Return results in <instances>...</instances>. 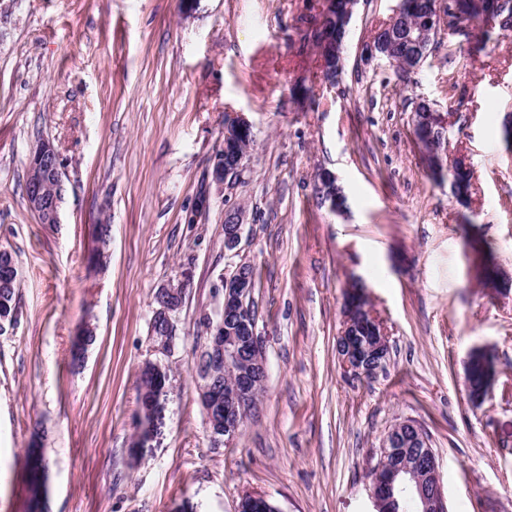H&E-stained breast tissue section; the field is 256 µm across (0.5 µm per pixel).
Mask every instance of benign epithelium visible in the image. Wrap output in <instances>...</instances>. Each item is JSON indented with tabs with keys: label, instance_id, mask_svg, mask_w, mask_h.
I'll return each mask as SVG.
<instances>
[{
	"label": "benign epithelium",
	"instance_id": "benign-epithelium-1",
	"mask_svg": "<svg viewBox=\"0 0 512 512\" xmlns=\"http://www.w3.org/2000/svg\"><path fill=\"white\" fill-rule=\"evenodd\" d=\"M464 18L455 0H448L446 4L434 0L430 11L421 18L412 15L409 0H399L389 20L377 32H385L392 39L397 21L407 19L411 21L412 30L417 32L413 42L418 45L426 38H436L444 23L453 30L462 27ZM344 50V41L338 40L333 56L320 57L323 81L329 86L335 84L334 73L343 66ZM251 131V122L241 112L224 126L221 145L211 159V184L217 191L233 184L246 171L247 154H236L234 163L227 165L224 163V151L236 134ZM28 176L26 201L38 222L61 223L62 200L47 195L51 185L63 184L62 161L51 142L42 140L37 143L31 155ZM224 223L227 224L224 247L232 251L237 248L245 225L244 207L237 205L225 210ZM186 285V280L178 279L161 287V310L166 316L175 314L181 307ZM220 288L223 302L217 319L209 322L207 347L217 364L224 366V434L209 428L212 441L218 447L229 444L237 436L251 409V400L266 377L261 336L245 305L250 291L249 277L238 267L232 275L222 279ZM362 314L372 322V336L359 342L349 330L353 319ZM389 349V335L383 321L370 307L359 304L357 300L346 299L343 326L336 340L338 359L344 370L356 378L372 377L385 367ZM201 379L200 401L210 421L213 386L210 375L203 373ZM419 441H424V437L419 434L417 425L407 419L388 429L379 448L378 462L371 470L372 486L368 491L374 512H402L405 503L414 501L421 503L422 512H447L434 452L429 448L416 450L415 445Z\"/></svg>",
	"mask_w": 512,
	"mask_h": 512
}]
</instances>
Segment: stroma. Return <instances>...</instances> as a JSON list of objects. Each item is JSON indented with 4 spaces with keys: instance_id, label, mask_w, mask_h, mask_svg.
Here are the masks:
<instances>
[{
    "instance_id": "1",
    "label": "stroma",
    "mask_w": 512,
    "mask_h": 512,
    "mask_svg": "<svg viewBox=\"0 0 512 512\" xmlns=\"http://www.w3.org/2000/svg\"><path fill=\"white\" fill-rule=\"evenodd\" d=\"M397 0H359L343 73L322 84L311 34L324 0H19L0 24V248L21 286L0 332V512H34L27 450L49 470L46 512H236L242 495L281 512H373L368 474L396 422L429 435L448 512H512V395L467 397L472 348L512 379V292L479 276L469 239L512 279V31L492 22L442 31L427 61L399 75L364 46ZM452 122L449 152L474 170L462 205L431 177L412 103ZM244 113L255 142L240 184L212 191L224 123ZM63 162L62 221L38 223L24 186L39 141ZM347 196L321 206L320 170ZM247 224L224 248V209ZM112 226L92 271L94 226ZM257 270L268 377L254 416L213 447L198 400L199 318L231 266ZM189 287L171 354L149 327L157 288ZM361 278L390 334L370 379L336 356L344 292ZM97 339L80 363L83 324ZM170 373L137 456V378Z\"/></svg>"
}]
</instances>
